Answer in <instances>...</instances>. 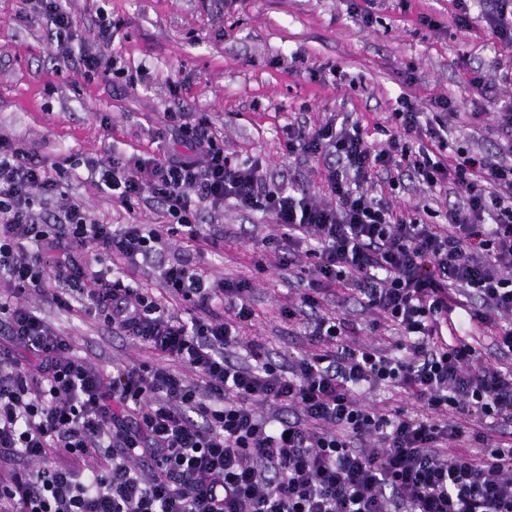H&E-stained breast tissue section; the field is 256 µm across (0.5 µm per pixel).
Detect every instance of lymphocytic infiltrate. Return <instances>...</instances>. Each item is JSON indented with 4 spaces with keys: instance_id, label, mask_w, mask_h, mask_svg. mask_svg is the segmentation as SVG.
Instances as JSON below:
<instances>
[{
    "instance_id": "lymphocytic-infiltrate-1",
    "label": "lymphocytic infiltrate",
    "mask_w": 512,
    "mask_h": 512,
    "mask_svg": "<svg viewBox=\"0 0 512 512\" xmlns=\"http://www.w3.org/2000/svg\"><path fill=\"white\" fill-rule=\"evenodd\" d=\"M55 55L85 76L117 68L113 30L80 40L63 0H34ZM458 27L472 8L499 45L512 47V0H455ZM411 104L379 147L359 124L288 127L289 154L321 157L329 202L268 181L260 159L236 163L208 122L170 118L186 151L86 162L100 190L131 205L151 193L171 222L103 224L64 190V162L47 163L0 134V512H512V164L472 156ZM407 174L427 191L451 183L466 198L430 224L397 216L371 188ZM232 199L268 214L282 262L312 260L289 318L310 324L316 347L289 366L244 340L254 311L249 281L212 280L178 261L161 271L171 312L128 267L150 259L163 235L216 244L199 219ZM86 249L85 266L73 249ZM103 320L152 358L105 374L78 356L26 302L29 294ZM352 295L396 331V355L345 341L327 296ZM499 327L498 362L476 327ZM245 346L249 364L232 359ZM197 376L187 383L183 370ZM397 389L415 406L380 409L359 389ZM293 410L263 418L262 404Z\"/></svg>"
}]
</instances>
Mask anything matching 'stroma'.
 Returning a JSON list of instances; mask_svg holds the SVG:
<instances>
[{"mask_svg": "<svg viewBox=\"0 0 512 512\" xmlns=\"http://www.w3.org/2000/svg\"><path fill=\"white\" fill-rule=\"evenodd\" d=\"M67 8L78 34L91 44L101 17L119 22L112 54L121 73L84 78L55 58L31 6L0 0V132L48 161L70 158L75 169L69 197L103 223L165 225L156 200L130 211L100 193L85 163L112 150L152 152L150 133L167 128L171 109L202 114L225 153L241 160L259 156L268 180L319 197L323 163L289 157V123L316 126L347 113L382 144L404 97L424 112L435 97L456 101L445 117L449 138L471 154L498 152L512 162L489 118L512 99V78H501L512 75V47L493 44L480 21L457 28L453 0H67ZM364 8L373 18L368 27L360 19ZM474 68L489 88L479 99L469 85ZM475 112L482 120H472ZM381 191L399 212L428 206L425 220L431 224L444 223L448 207L461 201L451 186L426 201L405 177L382 183ZM214 223L224 228L217 247H189L170 237L132 279L156 288L162 267L180 260L212 278L250 280L256 315L243 330L245 338L264 342L277 363L308 349L305 324L282 314L298 300V268L280 264L272 251L265 254L264 271L254 267L257 244L274 232L270 218L230 200L216 216H203V227ZM28 301L101 371L145 358L136 341L102 321L67 315L35 294ZM326 307L353 326L350 341L391 350L393 332L371 329L358 303L334 297Z\"/></svg>", "mask_w": 512, "mask_h": 512, "instance_id": "stroma-1", "label": "stroma"}]
</instances>
